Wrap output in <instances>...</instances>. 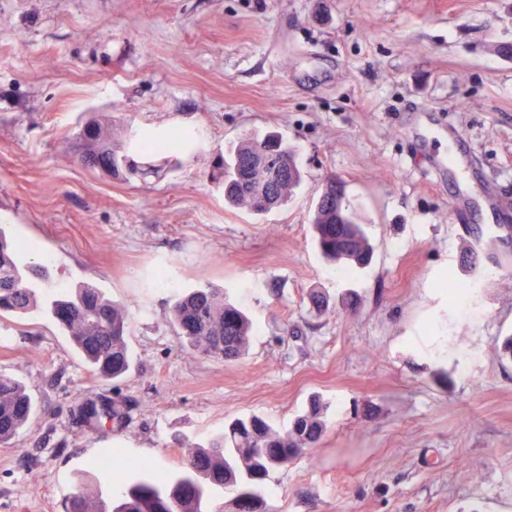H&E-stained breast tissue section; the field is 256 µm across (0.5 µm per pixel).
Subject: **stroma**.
<instances>
[{
  "label": "stroma",
  "instance_id": "1",
  "mask_svg": "<svg viewBox=\"0 0 512 512\" xmlns=\"http://www.w3.org/2000/svg\"><path fill=\"white\" fill-rule=\"evenodd\" d=\"M91 120L194 144L115 180L79 159ZM269 133L300 185L262 216L228 207L210 170ZM451 154L474 171L462 210L432 170ZM331 178L375 248L348 274L311 226ZM490 190L512 217V0H0V228L60 285L125 306L133 357L106 381L47 316L0 319V374L34 404L0 446V512L118 491L123 470L77 477L104 448L178 472L227 419L284 428L314 395L327 431L271 475L262 512H512V239L484 243L482 273L460 265ZM203 281L253 321L238 361L169 320ZM125 400L121 427L80 414Z\"/></svg>",
  "mask_w": 512,
  "mask_h": 512
}]
</instances>
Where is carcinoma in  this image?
<instances>
[{"mask_svg":"<svg viewBox=\"0 0 512 512\" xmlns=\"http://www.w3.org/2000/svg\"><path fill=\"white\" fill-rule=\"evenodd\" d=\"M80 140L85 165L124 181L145 175L138 155L163 154L174 166L179 163L174 152L191 142L187 134H145L128 146L116 145L112 127L96 121L85 125ZM219 170L224 201L257 215L284 205L302 181L294 149L277 135L240 140L227 151ZM344 200L343 187L336 186L334 179L328 181L314 212L316 241L325 259L363 267L371 261L373 246ZM24 250L34 252L36 247L28 243L16 250L0 232V317L43 312L68 332L94 373L105 380L124 377L131 367L125 309L88 284L58 286L45 264L20 263L19 253ZM170 319L189 347L225 362L241 358L253 335L246 313L227 299L224 290L208 283L178 294ZM130 411L126 403L114 402L112 413L102 418L120 427ZM33 412L32 400L21 385L1 375L0 445L11 443ZM326 412L327 404L313 396L283 432L257 415L234 418L194 449L179 474H151L144 464L136 469L139 476L127 481L118 494L99 498L95 509H89L84 495L77 492L64 504V512H210L214 493L226 487L240 489L235 512H261L262 484L321 440Z\"/></svg>","mask_w":512,"mask_h":512,"instance_id":"carcinoma-1","label":"carcinoma"}]
</instances>
